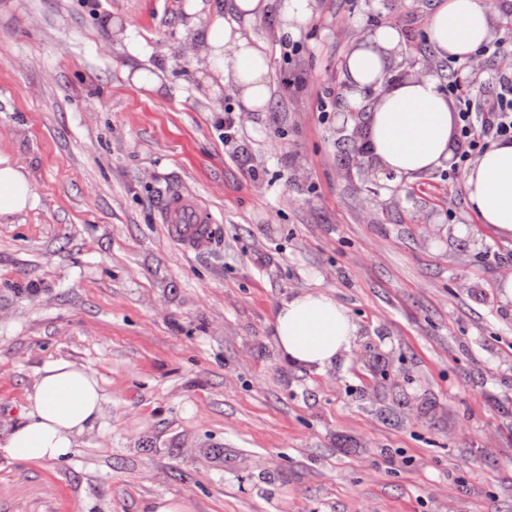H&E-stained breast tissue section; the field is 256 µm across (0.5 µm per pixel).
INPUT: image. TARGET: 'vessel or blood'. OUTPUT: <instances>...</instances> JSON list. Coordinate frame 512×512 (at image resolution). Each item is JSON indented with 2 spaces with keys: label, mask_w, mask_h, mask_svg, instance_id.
Listing matches in <instances>:
<instances>
[{
  "label": "vessel or blood",
  "mask_w": 512,
  "mask_h": 512,
  "mask_svg": "<svg viewBox=\"0 0 512 512\" xmlns=\"http://www.w3.org/2000/svg\"><path fill=\"white\" fill-rule=\"evenodd\" d=\"M161 220L173 240L186 251H200L210 243L214 218L193 199L176 192L170 194L163 204Z\"/></svg>",
  "instance_id": "obj_1"
}]
</instances>
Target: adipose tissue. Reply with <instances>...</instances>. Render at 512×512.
Returning a JSON list of instances; mask_svg holds the SVG:
<instances>
[{
  "label": "adipose tissue",
  "mask_w": 512,
  "mask_h": 512,
  "mask_svg": "<svg viewBox=\"0 0 512 512\" xmlns=\"http://www.w3.org/2000/svg\"><path fill=\"white\" fill-rule=\"evenodd\" d=\"M318 0H227L226 18L201 28L195 38L203 68L217 78L244 111L263 112L270 97L268 59L240 24L275 11L278 33L295 38L309 24ZM512 0H441L426 36L435 56L469 60L498 37V22ZM404 38L398 23L366 28L346 56V109L366 111L368 156L388 192L452 167L454 109L437 77L414 68L391 73ZM463 191L478 223L512 239V141H498L463 174ZM36 198L24 165L0 157V219L34 208ZM361 326L328 291L289 294L275 308L272 336L288 362L318 372L352 351ZM106 402L95 373L59 360L43 368L25 397L22 423L0 440L19 461H58L70 456L81 436L99 423Z\"/></svg>",
  "instance_id": "adipose-tissue-1"
}]
</instances>
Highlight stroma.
Listing matches in <instances>:
<instances>
[{
    "mask_svg": "<svg viewBox=\"0 0 512 512\" xmlns=\"http://www.w3.org/2000/svg\"><path fill=\"white\" fill-rule=\"evenodd\" d=\"M390 2L319 0L289 62L275 18L248 24L274 82L228 143L231 97L178 51L223 0H0V155L39 199L0 222V435L52 361L106 394L68 458L0 451V512H512V240L458 233L477 221L446 172L390 197L341 166L346 55ZM435 4L400 0L407 57ZM173 192L216 217L208 250L162 224ZM308 288L364 332L322 373L271 336Z\"/></svg>",
    "mask_w": 512,
    "mask_h": 512,
    "instance_id": "stroma-1",
    "label": "stroma"
}]
</instances>
